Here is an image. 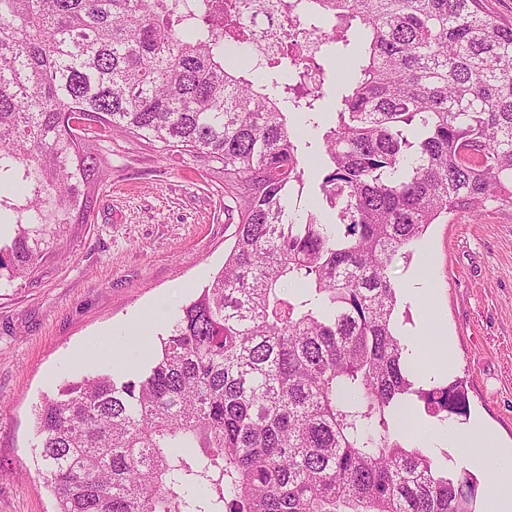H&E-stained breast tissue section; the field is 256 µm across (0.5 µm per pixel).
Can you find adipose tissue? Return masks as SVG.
Segmentation results:
<instances>
[{"label":"adipose tissue","mask_w":512,"mask_h":512,"mask_svg":"<svg viewBox=\"0 0 512 512\" xmlns=\"http://www.w3.org/2000/svg\"><path fill=\"white\" fill-rule=\"evenodd\" d=\"M453 442L467 456L472 467L487 466L490 456L504 459L498 482L492 491L487 512H512V448L504 447L497 434L482 421H473L469 426L453 430Z\"/></svg>","instance_id":"obj_1"}]
</instances>
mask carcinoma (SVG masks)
<instances>
[{
  "label": "carcinoma",
  "mask_w": 512,
  "mask_h": 512,
  "mask_svg": "<svg viewBox=\"0 0 512 512\" xmlns=\"http://www.w3.org/2000/svg\"><path fill=\"white\" fill-rule=\"evenodd\" d=\"M0 0V280L26 279L93 221L121 138L222 179L224 266L169 317L146 365L93 373L34 408L38 472L56 512H478V479L408 440L410 408L470 415L463 381L424 387L396 332V258L460 209L512 203V23L483 0H303L334 22L344 92L322 135L321 209L290 115L288 46L252 80L239 0ZM81 115L85 126H70ZM290 282L293 288L283 284Z\"/></svg>",
  "instance_id": "1"
}]
</instances>
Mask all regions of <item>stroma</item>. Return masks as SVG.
I'll return each instance as SVG.
<instances>
[{
  "label": "stroma",
  "mask_w": 512,
  "mask_h": 512,
  "mask_svg": "<svg viewBox=\"0 0 512 512\" xmlns=\"http://www.w3.org/2000/svg\"><path fill=\"white\" fill-rule=\"evenodd\" d=\"M111 168L92 223L73 226L32 279L0 286V512H53L32 457V410L43 395L91 371L111 370L96 347L128 330L165 333L169 311L188 303L224 264L231 233L224 202L189 160L105 143ZM435 264L439 329L454 342L446 381L464 380L470 416L512 445V203L487 202L432 225L390 277L409 290ZM91 348L88 362L71 351Z\"/></svg>",
  "instance_id": "1"
}]
</instances>
